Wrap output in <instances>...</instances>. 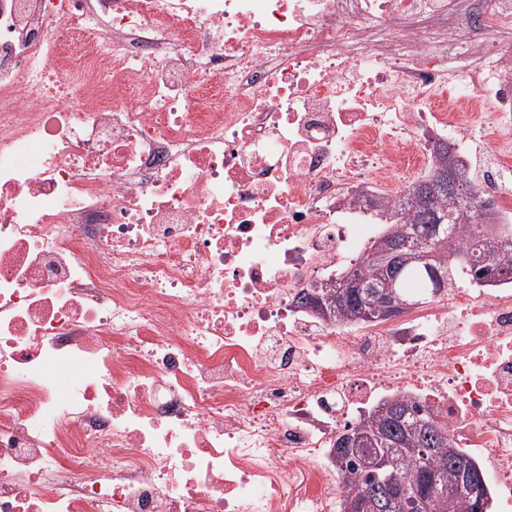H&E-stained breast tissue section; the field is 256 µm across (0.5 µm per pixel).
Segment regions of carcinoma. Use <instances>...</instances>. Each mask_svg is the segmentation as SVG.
<instances>
[{"label": "carcinoma", "mask_w": 512, "mask_h": 512, "mask_svg": "<svg viewBox=\"0 0 512 512\" xmlns=\"http://www.w3.org/2000/svg\"><path fill=\"white\" fill-rule=\"evenodd\" d=\"M437 159L427 174L411 183L403 195L377 200L371 206L375 215L385 219V231L375 240L364 260L353 268L355 276L368 282H381L385 277L376 256L391 242L424 238L431 226L448 212L454 216L450 242L459 232H464L466 244L453 248L450 245L433 246L435 266L445 274L447 287L457 283L461 274L474 276L485 283L512 281V224L497 221L495 202L482 192L476 175L461 159H454L451 148L440 144ZM454 169L459 179L460 196L448 195L439 173ZM472 222L462 223L465 216ZM497 229L495 240L496 262L489 267L480 265L475 255L478 236L488 227ZM433 282L428 271L418 266L405 269L399 279V293L410 303L435 301ZM338 288L319 289L316 294L303 296L307 305L323 303L329 316L345 323L353 322L351 314L358 307L368 308L369 301L362 296L336 305ZM393 406L392 418L377 415L372 410L359 424L373 432L396 438L406 448H425L427 452L410 456L399 464L397 473L406 486L420 482L429 483L432 494L423 504H412V512H475L481 500L490 496L484 474L476 462L452 446L448 430L434 420V415L421 405L403 398H390L380 406ZM336 466L343 474L352 476L347 488L343 512H358L355 503L362 494L367 495V512H407L401 503L388 504L382 497L380 481L383 474L367 467L360 452H336Z\"/></svg>", "instance_id": "1"}]
</instances>
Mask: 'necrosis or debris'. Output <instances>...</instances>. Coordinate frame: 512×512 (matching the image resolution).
<instances>
[{"mask_svg": "<svg viewBox=\"0 0 512 512\" xmlns=\"http://www.w3.org/2000/svg\"><path fill=\"white\" fill-rule=\"evenodd\" d=\"M479 125L512 171V0H0V512H341L393 395L512 512L511 282L297 302Z\"/></svg>", "mask_w": 512, "mask_h": 512, "instance_id": "necrosis-or-debris-1", "label": "necrosis or debris"}]
</instances>
